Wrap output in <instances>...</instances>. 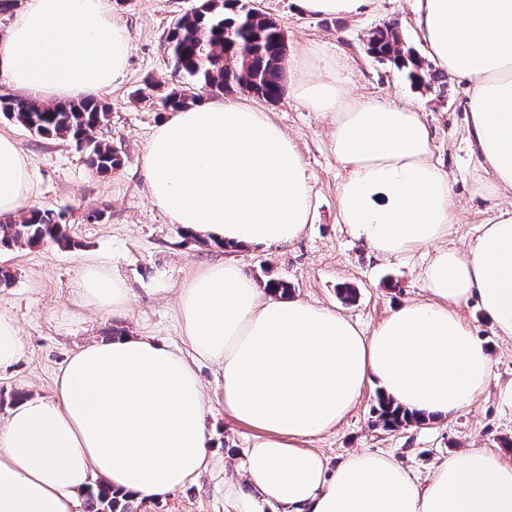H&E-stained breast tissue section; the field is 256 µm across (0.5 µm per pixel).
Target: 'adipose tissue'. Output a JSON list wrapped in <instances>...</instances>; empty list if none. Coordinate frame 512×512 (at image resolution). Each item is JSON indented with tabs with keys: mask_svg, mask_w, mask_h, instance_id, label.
Wrapping results in <instances>:
<instances>
[{
	"mask_svg": "<svg viewBox=\"0 0 512 512\" xmlns=\"http://www.w3.org/2000/svg\"><path fill=\"white\" fill-rule=\"evenodd\" d=\"M422 30L438 66L474 79L467 137L490 188L512 193V0H422ZM130 42L110 0H26L0 31V85L59 99L107 89L124 77ZM287 68L308 71L295 95L334 123L342 224L385 258L433 248L430 301L398 305L367 335L340 312L260 288L235 260L210 264L178 292L185 348L97 340L70 355L53 397L13 403L0 421V512H74L97 484L149 501L196 482L212 460L201 361L220 370L225 412L254 432L224 482L237 512H512V464L494 453L455 455L420 480L388 455L363 451L332 469L310 449L369 386L435 420L472 405L491 357L459 310L478 301L512 337V207L469 249L443 247L451 183L429 161L418 112L354 96L342 67L319 57ZM146 160L151 200L186 233L270 248L311 221L297 147L256 108L223 100L169 113ZM35 196L27 157L0 133V217L31 210ZM78 294L104 312L130 303L125 282L96 265ZM245 484L257 497L242 496Z\"/></svg>",
	"mask_w": 512,
	"mask_h": 512,
	"instance_id": "ef3b65f1",
	"label": "adipose tissue"
}]
</instances>
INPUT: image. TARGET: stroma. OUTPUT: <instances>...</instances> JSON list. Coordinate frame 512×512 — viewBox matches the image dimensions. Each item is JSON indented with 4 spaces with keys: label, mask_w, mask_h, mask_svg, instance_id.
I'll list each match as a JSON object with an SVG mask.
<instances>
[{
    "label": "stroma",
    "mask_w": 512,
    "mask_h": 512,
    "mask_svg": "<svg viewBox=\"0 0 512 512\" xmlns=\"http://www.w3.org/2000/svg\"><path fill=\"white\" fill-rule=\"evenodd\" d=\"M198 3L112 0L113 14L130 32L131 48L123 82L97 94L111 108L109 122L98 136L123 158L111 173L90 168L84 150L71 141L37 136L0 116V132L12 136L30 160L35 207L65 211L67 237L60 244L0 252V272L9 276L0 284V313L16 321L26 350L19 362L0 369V419L6 418L13 394L52 396L60 368L90 340L126 333L183 346L178 289L191 275L220 260H236L261 286L272 278L286 280L292 298L339 310L367 331L397 305L426 296L421 278L428 261L425 250L385 260L341 224L337 187L346 170L330 149L333 127L302 108L292 88H285L275 103L242 91L230 98L267 112L299 148L314 209L311 224L298 239L272 248L225 247L203 235L184 234L151 202L146 146L163 112L137 102L132 92L148 76L163 90L176 84L162 36ZM418 5L419 0H374L360 16L339 18L299 13L293 0H254L255 8L283 29L288 57L321 46L345 67L354 95L420 112L430 132V160L448 173L452 184L448 244L463 249L500 208L512 204V195L485 190L488 176L467 138V104L474 81L452 76L443 92L418 88L396 67L366 51L370 32L394 21L407 46L425 54ZM91 264L111 269L125 281L131 300L123 314L98 312L79 298V277ZM346 286L355 291L353 301H345L341 294ZM460 315L489 346L492 359L488 384L472 406L442 420L388 431L373 413L377 388H365L343 422L310 443L329 466L366 450L393 456L422 479L440 460L470 448L512 463V406L501 397L502 387L512 381V338L496 334L477 302H470ZM197 372L207 403L213 465L183 490L132 502V512H234L224 501V460L242 453L249 431L225 414L215 366L204 362Z\"/></svg>",
    "instance_id": "stroma-1"
}]
</instances>
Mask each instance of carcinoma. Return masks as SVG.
Returning <instances> with one entry per match:
<instances>
[{
	"instance_id": "cac0c4a2",
	"label": "carcinoma",
	"mask_w": 512,
	"mask_h": 512,
	"mask_svg": "<svg viewBox=\"0 0 512 512\" xmlns=\"http://www.w3.org/2000/svg\"><path fill=\"white\" fill-rule=\"evenodd\" d=\"M163 45L175 75L185 82L159 97L153 94V83H145L135 94L151 105L171 111L189 107L197 103L198 87L219 93L246 91L267 102L280 100L284 93L285 35L274 20L249 7L246 0H200L164 34ZM367 50L407 70L414 85L446 86V73L424 68L416 52L404 49L395 23L375 28ZM0 112L37 135L67 138L80 146L108 121L110 108L93 96L68 104L5 98L0 101ZM88 158L89 166L99 173L110 172L122 163L118 151L100 140L88 149ZM63 219L61 212L36 209L19 221H0V250L49 240L59 243L65 240ZM375 412L378 422L388 430L418 421L414 414L382 397ZM88 498V512H128L127 506L100 487L88 491Z\"/></svg>"
}]
</instances>
